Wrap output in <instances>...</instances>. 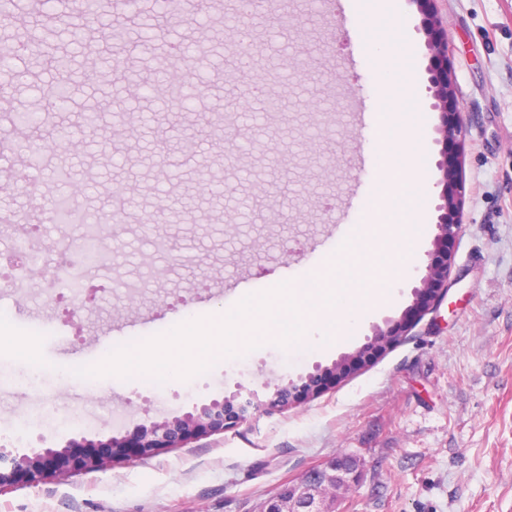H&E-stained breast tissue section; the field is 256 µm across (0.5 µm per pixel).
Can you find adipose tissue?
<instances>
[{"instance_id":"adipose-tissue-1","label":"adipose tissue","mask_w":512,"mask_h":512,"mask_svg":"<svg viewBox=\"0 0 512 512\" xmlns=\"http://www.w3.org/2000/svg\"><path fill=\"white\" fill-rule=\"evenodd\" d=\"M416 105L405 98L391 102L381 116L376 131L377 150L389 161L380 172L382 192L377 215L381 221L379 231L383 237L398 236L407 240L419 236L420 204L423 193L422 176L417 166L402 161L392 151V132L396 118L404 112L415 111Z\"/></svg>"}]
</instances>
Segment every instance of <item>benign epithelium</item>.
I'll list each match as a JSON object with an SVG mask.
<instances>
[{"label":"benign epithelium","mask_w":512,"mask_h":512,"mask_svg":"<svg viewBox=\"0 0 512 512\" xmlns=\"http://www.w3.org/2000/svg\"><path fill=\"white\" fill-rule=\"evenodd\" d=\"M437 0H410L420 19V31L425 37L429 55L427 72L431 108L440 113L436 128L437 143L441 144L440 159L436 163L442 185L437 205V234L433 240L434 253L426 266L420 285L413 289L412 303L403 311L395 327H374L370 340L361 349L341 357L331 366L316 367L315 372L295 381L287 379L274 385L272 397L263 402L255 394L236 393L227 399H213L207 404L170 419L138 425L124 435H112L105 440L85 436L70 438L59 448L32 449L14 455L0 448V493L21 481L38 484L42 481H62L75 471L86 473L110 466L113 456L124 462L135 456H145L161 448H178L193 436L222 433L233 429L255 415L273 410H285L324 391V380H336L366 359L392 348L402 332L412 326L426 312L438 308L448 294V280L452 268V254L448 241L459 235L462 220L459 157L466 118L462 112L448 111V98L453 96V77L448 73V24L436 6ZM88 448H110L111 456L104 458L86 452ZM356 469L333 457L312 470L303 479L280 489L264 501L258 512H332L329 503L336 492L351 486Z\"/></svg>","instance_id":"obj_1"}]
</instances>
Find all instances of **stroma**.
I'll return each instance as SVG.
<instances>
[{"instance_id": "stroma-1", "label": "stroma", "mask_w": 512, "mask_h": 512, "mask_svg": "<svg viewBox=\"0 0 512 512\" xmlns=\"http://www.w3.org/2000/svg\"><path fill=\"white\" fill-rule=\"evenodd\" d=\"M278 23L260 14L234 21L236 0H208L200 17L211 41L200 52L209 65L196 82L197 112H219L224 102L249 96L224 75L228 28L264 43L254 68L273 67L282 55L302 61L300 85L276 125H268L258 98L239 122L244 136L233 152L195 134L192 154L170 157L174 178L157 182L155 141L178 131L164 107L129 99L121 85L85 86L52 121L85 142L70 157L72 179L83 189L77 204L92 215L112 210L109 181L135 189L137 207L106 267L75 274L62 262L82 245L80 230L54 223L50 198L68 194L54 171L59 154L37 145L44 164L33 181L19 173L30 158L28 141L14 135L0 148V348L8 390L0 391V445L24 453L75 436L91 439L191 411L232 396L238 388L265 393L284 378L331 365L366 343L372 329L398 320L425 273L437 233L440 188L428 64L420 16L410 0H395L389 17L362 22L349 0H285ZM448 16V67L456 79L452 109L471 124L461 158L465 186L463 229L448 244L454 262L450 289L399 343L365 367L328 384L324 393L282 412L261 414L221 434L60 483H19L0 493V512H257L287 482H296L334 456L353 458L358 482L340 492L336 512H512V0H439ZM400 35L408 49L405 94L424 124L418 161L424 180L423 233L380 242L365 235L348 260L350 287H363L373 266L392 267L395 253L412 254L388 302L367 308L351 336L323 345V317L313 312L307 342L284 349L273 338L239 358L217 357L205 373L172 377L161 389L141 376H106L93 384L70 377L51 388L54 375L101 361L112 347L146 340L188 318L230 310L244 296L281 282L324 287L335 240L349 225L376 213L379 162L375 126L356 124L349 108L361 97L379 112L396 97L366 61L368 33ZM188 25L167 26L148 52L125 56L128 70L148 72L173 45L192 38ZM26 88L0 98L6 114L40 107L59 75L17 60ZM145 119L139 140L109 145L110 130L82 126V104ZM223 182L224 195L199 190L201 178ZM287 197L272 222L260 183ZM166 225L182 244L170 250L150 223ZM25 225L38 267L55 287H32L27 263L13 262L18 225ZM96 287L95 303L67 304L72 280Z\"/></svg>"}]
</instances>
